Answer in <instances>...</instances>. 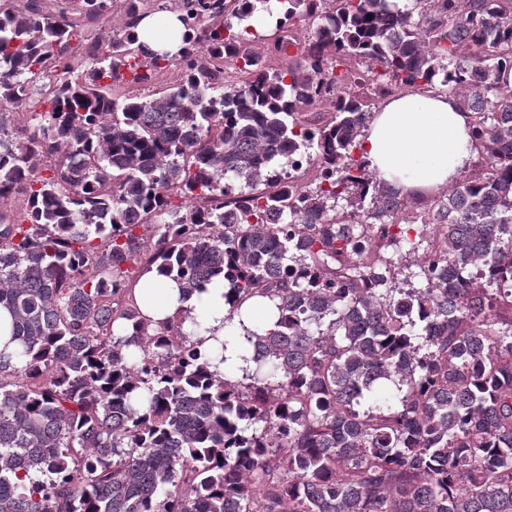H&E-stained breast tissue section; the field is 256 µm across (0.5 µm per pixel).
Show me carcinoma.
Returning <instances> with one entry per match:
<instances>
[{"label":"carcinoma","mask_w":512,"mask_h":512,"mask_svg":"<svg viewBox=\"0 0 512 512\" xmlns=\"http://www.w3.org/2000/svg\"><path fill=\"white\" fill-rule=\"evenodd\" d=\"M116 2L0 0V512H512V0H172L173 53L124 0L82 67ZM365 82L471 113L430 235L354 158ZM144 254L187 295L224 277V342L122 302ZM412 254L424 286L394 287ZM253 297L277 319L233 365ZM123 7L120 4L115 5L111 12L104 17L97 18L92 23H85L79 27L81 42L84 48L89 47L99 37L106 36V33L112 28L120 26L122 21Z\"/></svg>","instance_id":"1"}]
</instances>
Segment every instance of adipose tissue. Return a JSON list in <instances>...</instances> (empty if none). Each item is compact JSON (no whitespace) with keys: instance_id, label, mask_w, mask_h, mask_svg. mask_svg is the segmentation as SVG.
Listing matches in <instances>:
<instances>
[{"instance_id":"1","label":"adipose tissue","mask_w":512,"mask_h":512,"mask_svg":"<svg viewBox=\"0 0 512 512\" xmlns=\"http://www.w3.org/2000/svg\"><path fill=\"white\" fill-rule=\"evenodd\" d=\"M361 148L378 179L415 200L449 188L471 165L472 119L448 94H397L375 112ZM134 293L143 314L153 321L179 317L188 328L203 322V349L223 339L229 309L223 279L187 297L179 284L152 271L141 278Z\"/></svg>"}]
</instances>
